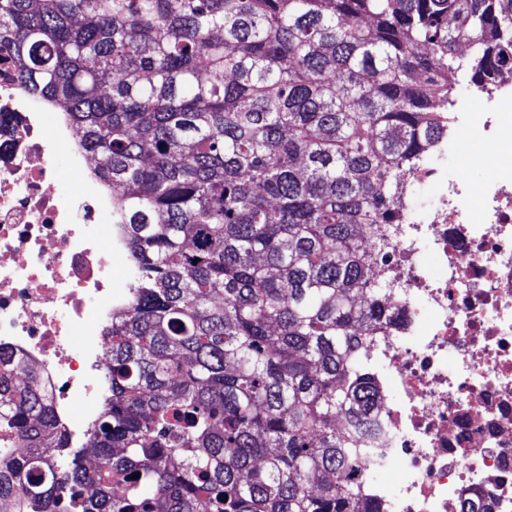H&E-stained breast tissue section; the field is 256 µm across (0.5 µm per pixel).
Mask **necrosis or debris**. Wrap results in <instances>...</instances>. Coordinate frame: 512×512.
Instances as JSON below:
<instances>
[{
	"instance_id": "1",
	"label": "necrosis or debris",
	"mask_w": 512,
	"mask_h": 512,
	"mask_svg": "<svg viewBox=\"0 0 512 512\" xmlns=\"http://www.w3.org/2000/svg\"><path fill=\"white\" fill-rule=\"evenodd\" d=\"M457 106L405 178L402 223L364 230L398 312L364 348L378 400L348 472L375 512H459L468 489L512 512V76ZM461 127L497 153L477 191L452 149ZM91 168L74 126L0 81V352L36 373L59 433L84 448L108 388L104 330L128 295L112 285L120 232L102 223L112 197ZM422 184L433 197L417 210Z\"/></svg>"
}]
</instances>
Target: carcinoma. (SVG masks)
<instances>
[{
	"label": "carcinoma",
	"mask_w": 512,
	"mask_h": 512,
	"mask_svg": "<svg viewBox=\"0 0 512 512\" xmlns=\"http://www.w3.org/2000/svg\"><path fill=\"white\" fill-rule=\"evenodd\" d=\"M512 62V0H0V76L67 115L135 271L112 310L97 465L60 472L0 360L30 512H375L346 470L390 322L363 227ZM139 477H134V474Z\"/></svg>",
	"instance_id": "obj_1"
}]
</instances>
